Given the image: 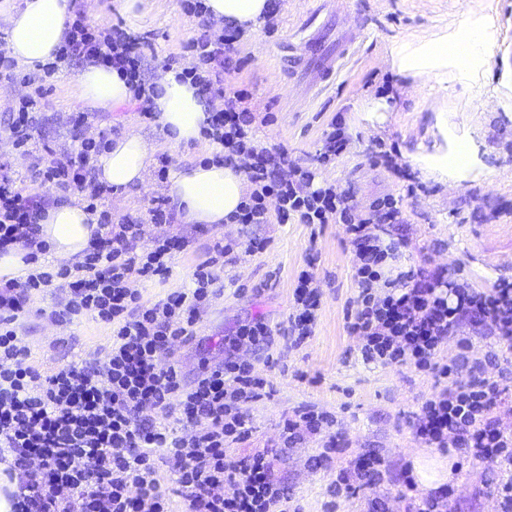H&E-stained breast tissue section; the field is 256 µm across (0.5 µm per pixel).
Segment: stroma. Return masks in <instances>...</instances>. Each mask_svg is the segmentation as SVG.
<instances>
[{"instance_id": "1", "label": "stroma", "mask_w": 512, "mask_h": 512, "mask_svg": "<svg viewBox=\"0 0 512 512\" xmlns=\"http://www.w3.org/2000/svg\"><path fill=\"white\" fill-rule=\"evenodd\" d=\"M501 26V38L489 57L490 80L482 91L439 88L412 89L408 78L390 64V51L399 43L430 35L462 23L469 0H283L272 25L242 35L237 44V66L226 78L247 89L246 107L256 123L254 138L263 146L282 147L290 159L312 170L314 187L334 184L350 192L359 208L376 197L392 195L402 202L406 222L400 225L409 245L400 260L402 269L424 265L461 269L465 278L483 289L497 281L512 280V97L496 93L504 64L512 65V0H485ZM137 33L148 37L156 55L147 59L149 72L159 61L173 59L185 64V42L197 28L196 18L186 15L179 0H151L146 13L136 20ZM320 37L324 52H332L339 39L353 38L350 54L342 61L334 82L317 85L302 62L311 56L310 38ZM78 62H62L53 78L45 110L36 114L31 155H21L9 139L0 136V172L17 186L43 192L47 201L62 199L54 189H42L34 179L33 157L44 148L60 152L75 147L76 131L70 124L73 100L79 93ZM383 98L390 105L380 118H369L365 105ZM448 106V118L457 130L468 133L478 144L484 172L448 184L426 179L411 167L419 147H431L438 137L437 109ZM94 130L113 136L134 132L152 146L145 183L114 194L109 201L113 215L143 216L148 201L166 196L167 181L161 178L158 155L170 158V169L197 164L222 155V146L208 139L180 147L166 143L155 120L142 117L134 104L104 110L89 104ZM273 123H263L265 113ZM343 113L351 145L335 163L318 164L314 156L322 147L323 132L336 115ZM395 147L409 175L395 176L384 164H371L369 154L377 143ZM152 236H184L186 249L176 254L166 279L132 277L131 288L148 301H157L170 291L189 287L195 266L205 260L218 239H246L260 234L271 238L267 251L226 265L215 292L202 311L198 339L179 349L182 372L192 375L200 358L223 356L220 343L237 324L262 314L270 323H283L292 304L293 282L303 269L310 250H317L315 271L322 281V306L314 336L298 349H276L274 367L257 363L260 374L274 383L271 397L250 407L253 431L241 444L232 445L234 455L244 456L261 448H279L284 415L301 405L335 414L349 446L347 455L376 450L387 465L378 494L387 499L389 512H403L399 499L403 485L399 473L412 470L415 457L428 449L418 441L410 422L423 397L435 389L431 377L410 368L365 363L357 352V340L345 328L347 304L356 294L352 279L353 251L337 225H326L318 238H311L303 224H154ZM263 293H256L257 285ZM63 295L54 288L37 293L28 313L14 325L23 345L35 361L47 365L103 357L110 331L91 317L57 323L47 315ZM320 450L310 439L288 449L275 464V472L294 491L301 512H326L335 501V512H363L365 492L331 498L329 486L335 469L315 471L309 458ZM491 466L463 461L455 467L453 485L455 512H498L494 494L486 486Z\"/></svg>"}]
</instances>
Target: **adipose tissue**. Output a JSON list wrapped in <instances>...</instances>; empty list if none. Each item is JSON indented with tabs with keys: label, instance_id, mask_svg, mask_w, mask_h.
Instances as JSON below:
<instances>
[{
	"label": "adipose tissue",
	"instance_id": "adipose-tissue-1",
	"mask_svg": "<svg viewBox=\"0 0 512 512\" xmlns=\"http://www.w3.org/2000/svg\"><path fill=\"white\" fill-rule=\"evenodd\" d=\"M212 21L253 32L268 17V0H206ZM72 0H0V39L7 52L25 70L37 71L62 44L65 23L73 14ZM498 31L486 14L484 0H472L467 20L444 32L407 41L391 52L393 67L412 78L415 89L439 86L471 90L488 78L487 53ZM160 89L154 99L157 122L169 144L187 145L199 140L208 123V106L195 86L180 81L178 69L159 70ZM79 102L117 108L132 92L115 70L91 63L78 76ZM437 127L443 137L432 151L415 155L421 172L439 183L465 179L480 163L473 139L456 136L448 114L439 111ZM151 148L141 137L127 133L115 138L97 163L100 182L119 190L144 182ZM246 185L233 167L212 163L172 171L169 194L181 220L187 224L226 223L240 206ZM98 217L78 201L52 206L41 222V237L61 261L81 259L94 233Z\"/></svg>",
	"mask_w": 512,
	"mask_h": 512
}]
</instances>
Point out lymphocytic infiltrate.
I'll use <instances>...</instances> for the list:
<instances>
[{
  "instance_id": "1",
  "label": "lymphocytic infiltrate",
  "mask_w": 512,
  "mask_h": 512,
  "mask_svg": "<svg viewBox=\"0 0 512 512\" xmlns=\"http://www.w3.org/2000/svg\"><path fill=\"white\" fill-rule=\"evenodd\" d=\"M185 14L198 20V32L185 48L196 64L184 76L208 95L211 115L203 134L224 149V162L244 158L250 192L230 217L234 224H285L309 227L318 235L325 225H339L354 252L357 294L345 314L348 335L359 337L364 362L411 367L435 380V391L422 401L412 432L429 448L455 449L463 459L491 463L506 472L493 490L500 512H512V431L501 424L512 415V281L491 290L477 288L450 271L418 268L395 271L404 238L393 228L403 223L399 199L386 195L358 211L348 192L314 187L313 173L289 160L282 148L255 144L253 114L245 108L246 90L225 82L237 31L215 34L205 20L203 0H181ZM145 43L118 25L92 24L76 12L68 24L60 59L78 58L116 70L134 92L143 115L151 113L156 86L144 74ZM57 71L46 64L33 91L22 95L9 115L5 132L16 149L33 137V114L42 107L45 84ZM82 131L70 152L35 157L42 183L85 196L99 212V229L82 261L54 270L36 263L47 246L38 237L47 203L0 176V252L25 249L33 269L26 277L0 284V471L16 488L9 492L11 512H288L292 494L274 473V453L262 448L231 456L228 444L252 434V403L269 396L270 381L240 355L252 349L273 363L276 341L296 348L315 333L322 293L312 268L295 279L285 326L272 327L259 315L240 324L224 339V359L201 362L185 380L175 357L176 344L197 337L201 309L213 292L221 261L261 253L269 238L216 241L211 256L193 272V285L155 302L143 301L129 286L131 276L167 277L174 253L184 251L182 236L148 237L147 224H166V201L154 197L147 219H113L104 204L110 185L97 182L95 162L109 146L106 132H92L89 113L71 117ZM147 240L141 253L133 242ZM60 286L66 296L50 316L70 322L91 316L110 326L105 359L66 364L40 371L29 348L20 345L14 323L42 289ZM486 336L494 348L470 354L472 339ZM457 352L440 357L448 341ZM316 438L321 450L312 469L331 466L348 446L337 418L303 405L282 421L283 447ZM381 454L356 455L336 471L326 507L335 496L366 489V512H388L372 492L383 477ZM168 477H161L160 467ZM405 512H448L455 488L443 484L426 497L413 495L410 474L400 477Z\"/></svg>"
}]
</instances>
